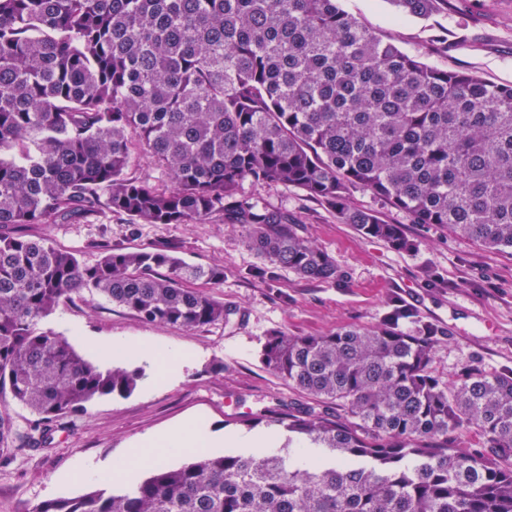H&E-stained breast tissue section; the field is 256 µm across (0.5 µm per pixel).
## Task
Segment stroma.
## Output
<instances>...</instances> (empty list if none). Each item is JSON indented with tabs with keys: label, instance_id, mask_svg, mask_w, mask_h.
I'll list each match as a JSON object with an SVG mask.
<instances>
[{
	"label": "stroma",
	"instance_id": "obj_1",
	"mask_svg": "<svg viewBox=\"0 0 512 512\" xmlns=\"http://www.w3.org/2000/svg\"><path fill=\"white\" fill-rule=\"evenodd\" d=\"M342 6L421 62L512 85V0H448L428 18L403 20L389 0H342ZM259 193L268 206L288 211L300 235L333 257L335 280L309 281L265 265L248 247L246 229L220 215L202 224H132L103 215L88 223L22 226V233L88 263L109 244L128 251L166 248L191 265L223 268L221 284L200 281L196 287L232 314L201 330H181L143 323L94 292L59 304L42 328L69 338L79 355L100 368L113 362L98 346L115 337L137 347L188 349L195 357L176 383L153 390L150 367L127 361L128 369L141 372L130 395L94 399L37 449L24 444L37 416L10 405L14 459L0 467V512H32L40 502L98 489V482L73 479V472L85 463L109 465L142 436L187 418L202 416L214 433L238 434L248 430L245 416L265 405L304 402V395L261 364L264 336L371 327L383 319L394 296L443 329L434 368L444 380L455 381L470 369H512V253L484 248L434 224L411 223L362 190L352 192V204L401 225L414 251L397 252L384 241L363 238L298 188L273 184Z\"/></svg>",
	"mask_w": 512,
	"mask_h": 512
}]
</instances>
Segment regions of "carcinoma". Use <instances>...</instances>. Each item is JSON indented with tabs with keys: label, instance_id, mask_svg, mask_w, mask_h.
Returning <instances> with one entry per match:
<instances>
[{
	"label": "carcinoma",
	"instance_id": "cac0c4a2",
	"mask_svg": "<svg viewBox=\"0 0 512 512\" xmlns=\"http://www.w3.org/2000/svg\"><path fill=\"white\" fill-rule=\"evenodd\" d=\"M390 2L425 18L442 0ZM135 141L170 188L129 175ZM246 181L299 188L397 252L413 241L353 206L352 191L512 250V85L425 64L339 0H0V407L39 418L33 445L140 378L40 328L61 302L96 292L186 330L231 311L187 287L222 283V268L105 244L90 264L17 228L105 212L134 224L222 215L269 264L336 279L333 258L288 212L243 194ZM443 335L398 300L372 329L274 331L262 365L312 402L249 421L278 428L287 454L199 455L33 512H512V370L441 381ZM469 429L482 448L459 447ZM11 438L0 413V464ZM311 448L322 449L315 463L304 461Z\"/></svg>",
	"mask_w": 512,
	"mask_h": 512
}]
</instances>
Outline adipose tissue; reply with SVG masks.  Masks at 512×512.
I'll return each instance as SVG.
<instances>
[{
  "instance_id": "1",
  "label": "adipose tissue",
  "mask_w": 512,
  "mask_h": 512,
  "mask_svg": "<svg viewBox=\"0 0 512 512\" xmlns=\"http://www.w3.org/2000/svg\"><path fill=\"white\" fill-rule=\"evenodd\" d=\"M115 358L146 360L154 368L153 384L176 381L185 365L193 358L192 353L167 346H155L146 350L132 347L116 339L105 348ZM246 448L258 454L272 453L276 443L270 438L250 435L215 436L206 421L192 417L177 426L145 435L138 439L122 457L121 468L113 469L116 479L132 477L136 470L163 462L165 458L178 456L193 449L205 448Z\"/></svg>"
}]
</instances>
